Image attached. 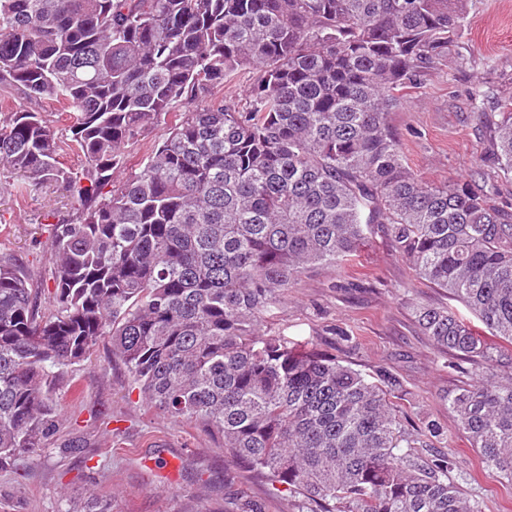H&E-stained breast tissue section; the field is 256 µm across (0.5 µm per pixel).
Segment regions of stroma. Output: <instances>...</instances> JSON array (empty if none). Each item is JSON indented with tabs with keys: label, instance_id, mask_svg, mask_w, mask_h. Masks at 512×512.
Masks as SVG:
<instances>
[{
	"label": "stroma",
	"instance_id": "stroma-1",
	"mask_svg": "<svg viewBox=\"0 0 512 512\" xmlns=\"http://www.w3.org/2000/svg\"><path fill=\"white\" fill-rule=\"evenodd\" d=\"M481 90L482 101L472 93ZM512 96V0H468L464 34L447 63L407 90L388 122L411 171L442 184L482 177L499 200L512 203V180L486 161L492 150L484 113ZM169 125H149L124 150L115 181L138 170ZM65 192L46 188L16 204L0 185V251L29 269L44 268L51 224L71 218ZM464 306L422 283L388 243L384 227L369 225L356 255L338 266L307 271L284 294L260 329L300 342L302 349L336 358L371 381L396 375L395 413L416 441L422 460L451 455L450 474L481 512H512V483L483 470L466 435L455 427L449 394L481 364L451 369L453 353L439 349L418 326L415 309ZM55 402L59 431L46 447L0 470V512H240L241 500L259 512H298L293 498L240 467L219 438L161 413L146 402L122 362L102 340L90 361L73 365ZM444 430L422 433L426 421Z\"/></svg>",
	"mask_w": 512,
	"mask_h": 512
}]
</instances>
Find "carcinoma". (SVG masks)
Returning a JSON list of instances; mask_svg holds the SVG:
<instances>
[{
	"instance_id": "1",
	"label": "carcinoma",
	"mask_w": 512,
	"mask_h": 512,
	"mask_svg": "<svg viewBox=\"0 0 512 512\" xmlns=\"http://www.w3.org/2000/svg\"><path fill=\"white\" fill-rule=\"evenodd\" d=\"M468 0H0V91L61 106L0 125L15 199L61 186L48 276L0 252V468L57 431L53 390L101 339L144 399L218 435L301 512H479L454 460L413 457L398 382L259 332L313 266L365 226L422 281L512 345V212L473 178L425 183L388 121L397 93L448 59ZM255 69L245 105L214 89ZM138 171L121 149L200 96ZM512 179V97L484 113ZM81 158L78 168L68 155ZM434 344L486 374L448 397L482 466L512 481V354L450 308L420 306Z\"/></svg>"
}]
</instances>
